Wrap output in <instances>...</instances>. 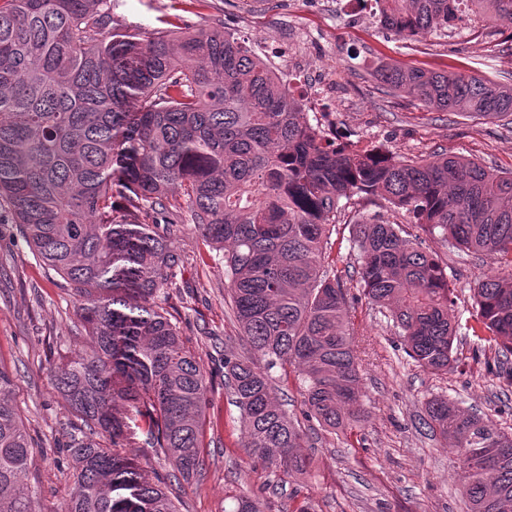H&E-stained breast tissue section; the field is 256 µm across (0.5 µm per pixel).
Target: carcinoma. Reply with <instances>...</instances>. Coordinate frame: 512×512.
I'll return each instance as SVG.
<instances>
[{
  "label": "carcinoma",
  "mask_w": 512,
  "mask_h": 512,
  "mask_svg": "<svg viewBox=\"0 0 512 512\" xmlns=\"http://www.w3.org/2000/svg\"><path fill=\"white\" fill-rule=\"evenodd\" d=\"M387 32L420 40L461 5L512 22V0H375ZM392 91L439 112L512 116V83L382 63ZM131 210L112 219V187ZM224 265L251 356L224 347V390L241 446L266 476L301 478L305 434L278 400L271 370L294 373L303 417L353 425L361 383L345 318L347 292L324 264L340 202L380 197L408 223L497 264L473 288V335L512 353V170L465 156L400 159L335 144L304 119L272 68L229 32L169 30L147 39L112 28L110 0H0V199L47 268L76 297L91 337L55 370L79 434L62 512H178L167 482L128 456L130 423L182 478L200 472L209 381L162 306L184 257L169 198ZM358 282L389 311L406 353L446 371L459 326L437 257L401 223L353 225ZM0 366V512H37L26 482L32 443ZM427 424L456 451L468 512H512V434L491 415L430 400Z\"/></svg>",
  "instance_id": "1"
}]
</instances>
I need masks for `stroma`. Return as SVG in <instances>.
Listing matches in <instances>:
<instances>
[{
	"instance_id": "1",
	"label": "stroma",
	"mask_w": 512,
	"mask_h": 512,
	"mask_svg": "<svg viewBox=\"0 0 512 512\" xmlns=\"http://www.w3.org/2000/svg\"><path fill=\"white\" fill-rule=\"evenodd\" d=\"M374 0H112L121 29L148 36L185 25L224 27L251 46L287 85L304 78L310 93L302 108L311 124L340 143L377 145L398 156L433 160L448 153L496 170L512 169V121L425 109L383 88L373 69L397 62L425 70L460 68L491 83H512V23L458 22L420 41L383 30ZM403 215L383 200L349 201L332 232V269L347 290L348 320L360 363L361 420L354 427L308 431V474L284 487L267 484L241 446L237 409L224 395L225 347L246 354L240 328L228 308L224 267L211 260L186 210L171 209L176 245L185 259L184 288L165 308L180 328L211 383L207 394L203 465L174 486L178 512H234L243 495L259 497L264 512H292L296 497L312 512H467L453 466L455 453L424 427L425 404L438 396L461 407L491 409L501 431L512 433V374L474 336L454 344V363L430 373L400 347L391 317L378 312L357 285L353 224ZM419 243L436 252L454 287L461 320L472 315L471 290L481 273H494L487 256L453 249L419 232ZM70 286L32 254L0 206V363L12 373V401L32 439L27 475L40 512H59L71 487L65 449L75 418L58 395L51 367L89 343L74 316Z\"/></svg>"
}]
</instances>
